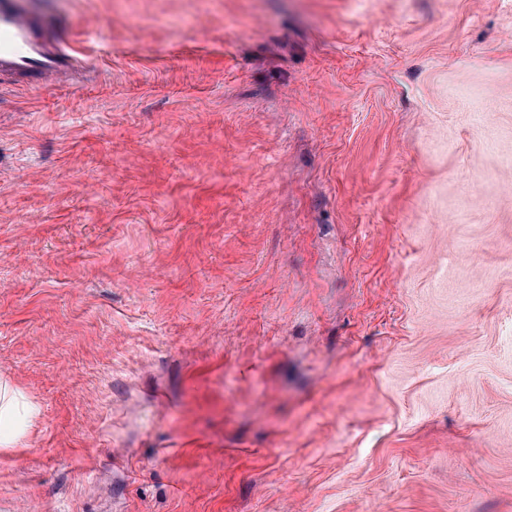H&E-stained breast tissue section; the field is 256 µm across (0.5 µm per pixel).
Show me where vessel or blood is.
Returning <instances> with one entry per match:
<instances>
[{
  "label": "vessel or blood",
  "mask_w": 512,
  "mask_h": 512,
  "mask_svg": "<svg viewBox=\"0 0 512 512\" xmlns=\"http://www.w3.org/2000/svg\"><path fill=\"white\" fill-rule=\"evenodd\" d=\"M76 66L72 49L31 0H0V76L33 89L73 73Z\"/></svg>",
  "instance_id": "b4317fda"
}]
</instances>
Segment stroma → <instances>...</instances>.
I'll return each mask as SVG.
<instances>
[{"mask_svg":"<svg viewBox=\"0 0 512 512\" xmlns=\"http://www.w3.org/2000/svg\"><path fill=\"white\" fill-rule=\"evenodd\" d=\"M35 2L0 512H512V0ZM24 409L20 392L0 379V423L9 421Z\"/></svg>","mask_w":512,"mask_h":512,"instance_id":"35a3bbf8","label":"stroma"}]
</instances>
